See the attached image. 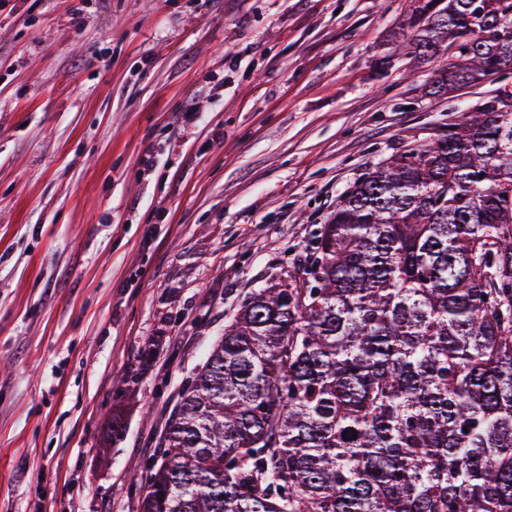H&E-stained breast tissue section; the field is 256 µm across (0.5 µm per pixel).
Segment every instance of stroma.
Segmentation results:
<instances>
[{"instance_id":"stroma-1","label":"stroma","mask_w":512,"mask_h":512,"mask_svg":"<svg viewBox=\"0 0 512 512\" xmlns=\"http://www.w3.org/2000/svg\"><path fill=\"white\" fill-rule=\"evenodd\" d=\"M412 0L0 7V512H138L186 376L432 92Z\"/></svg>"}]
</instances>
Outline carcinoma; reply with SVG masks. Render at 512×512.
<instances>
[{
  "mask_svg": "<svg viewBox=\"0 0 512 512\" xmlns=\"http://www.w3.org/2000/svg\"><path fill=\"white\" fill-rule=\"evenodd\" d=\"M512 0H422L438 88ZM139 512H512V91L381 160L183 383Z\"/></svg>",
  "mask_w": 512,
  "mask_h": 512,
  "instance_id": "1",
  "label": "carcinoma"
}]
</instances>
